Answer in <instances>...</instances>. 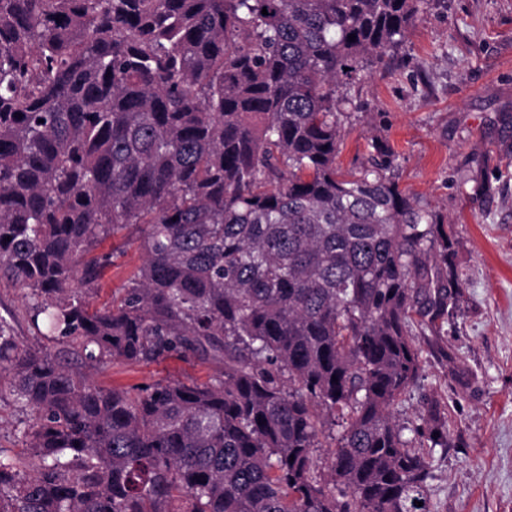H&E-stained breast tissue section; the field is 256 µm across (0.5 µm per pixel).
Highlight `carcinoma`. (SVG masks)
<instances>
[{
	"mask_svg": "<svg viewBox=\"0 0 512 512\" xmlns=\"http://www.w3.org/2000/svg\"><path fill=\"white\" fill-rule=\"evenodd\" d=\"M427 2L0 0V280L64 344L0 317V396L30 415L0 512H432L391 409L455 303L452 238L387 141L336 165L346 85ZM131 228L144 261L92 311ZM172 355L222 370L105 389L71 366ZM34 299L27 289L7 280H0V316L11 322L15 336L20 342L31 346L47 345L51 353H56L64 344L47 342L31 326L29 309Z\"/></svg>",
	"mask_w": 512,
	"mask_h": 512,
	"instance_id": "1",
	"label": "carcinoma"
}]
</instances>
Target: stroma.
I'll list each match as a JSON object with an SVG mask.
<instances>
[{
  "mask_svg": "<svg viewBox=\"0 0 512 512\" xmlns=\"http://www.w3.org/2000/svg\"><path fill=\"white\" fill-rule=\"evenodd\" d=\"M349 118L337 158L360 165L371 136L398 154L402 189L445 216L461 297L439 333L420 337L422 370L394 406L405 425L425 424L437 402L448 445L430 448L433 512H512V0H430L388 67L348 87ZM106 269L88 301L99 307L143 262L137 245ZM27 289L0 280V316L20 342L48 346L32 327ZM211 361L170 356L120 360L92 372L105 388L159 380L204 382Z\"/></svg>",
  "mask_w": 512,
  "mask_h": 512,
  "instance_id": "obj_1",
  "label": "stroma"
}]
</instances>
